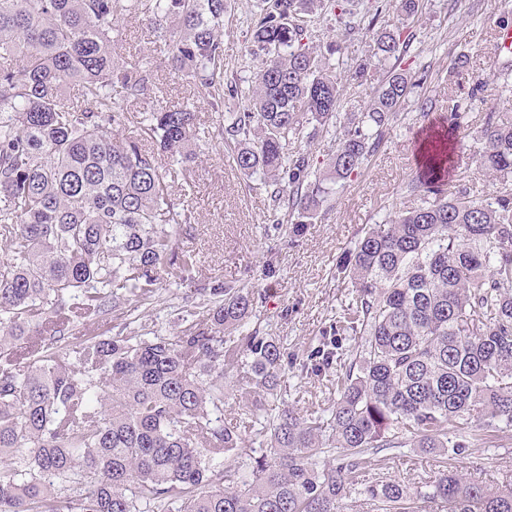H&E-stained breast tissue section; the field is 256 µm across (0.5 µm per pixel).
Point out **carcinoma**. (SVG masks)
<instances>
[{
  "label": "carcinoma",
  "mask_w": 512,
  "mask_h": 512,
  "mask_svg": "<svg viewBox=\"0 0 512 512\" xmlns=\"http://www.w3.org/2000/svg\"><path fill=\"white\" fill-rule=\"evenodd\" d=\"M227 0H0V512H342L343 500L380 448H420L444 460L473 414L512 429V190L493 200L466 188L444 194L438 171L461 129L454 107L427 174L408 184L411 206L373 224L337 267L355 298L336 339L309 355L311 375L340 359L339 337L360 336L358 359L336 375L330 423L266 395L286 348L249 328L255 293L220 281L194 289L205 308L176 336H109L110 315L178 286L195 265L180 249L191 216L178 210L158 158L109 126L119 105L147 94L149 63L122 61L124 15L143 14L172 72L197 83L212 105L243 102L224 116V141L245 174L270 190L272 237L314 223L333 193L383 144L413 88L404 71L377 86L368 64L349 75L370 98L348 122L321 169L297 141L333 125L344 82L314 45L321 0H264L251 30L261 65L246 88H224ZM379 60L399 59L403 30L374 36ZM77 89L70 96L67 91ZM136 136L183 162L196 157V113L160 107ZM477 161L512 173V121L490 114ZM239 344L224 346V334ZM250 406L224 424V375ZM265 451L239 462L242 429ZM340 450L338 464L320 455ZM363 494L385 512L422 498L445 512H512V483L486 486L446 468L425 491L382 479Z\"/></svg>",
  "instance_id": "1"
}]
</instances>
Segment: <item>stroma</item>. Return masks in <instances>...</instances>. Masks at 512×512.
<instances>
[{"instance_id":"stroma-1","label":"stroma","mask_w":512,"mask_h":512,"mask_svg":"<svg viewBox=\"0 0 512 512\" xmlns=\"http://www.w3.org/2000/svg\"><path fill=\"white\" fill-rule=\"evenodd\" d=\"M394 0H349L353 30H346L330 7L319 10L312 26L317 44L345 40L336 70L348 74L356 63L369 60L373 83H381L393 69L405 70L416 82L401 103L379 151L357 174L329 197L313 224L295 242L266 234L271 201L260 175L238 171L222 135V112H234L238 101L225 99L214 112L196 86L174 76L166 66L163 46L147 17L125 16V40L118 52L126 61L150 60L153 70L149 95L125 104L129 113L186 102L196 105L200 141L194 162L164 160L175 197L193 213L189 235L180 245L195 253L198 266L180 287L165 288L159 302L132 308L136 325L164 336L179 334L187 325L184 296L201 280H219L230 286H253L258 298L252 321L288 350V365L280 386L268 396L269 408H293L306 416L333 405L330 385L335 370L298 379L296 371L323 333L331 331L351 303L350 285L336 278V267L353 248L363 228L381 223L407 201V186L417 178L416 134L423 112L447 113L449 101L461 104L467 117L455 144V163L444 184L447 191L466 185L473 197L495 195L502 186L479 166L476 142L489 113L512 120V54L498 53L496 33L512 26V0H421L414 19L401 22ZM261 0H230L224 17V62L227 77L248 84L256 64L249 55L251 19ZM404 27L412 36L403 59L374 58L375 32ZM468 57V71L457 75V55ZM484 84L482 100H471L476 84ZM457 439L467 441L461 455L448 459L449 469L464 479L487 486L512 482V431L490 432L482 419L472 418ZM439 471L438 457L417 448L383 450L366 463L359 485L396 478L423 486Z\"/></svg>"}]
</instances>
